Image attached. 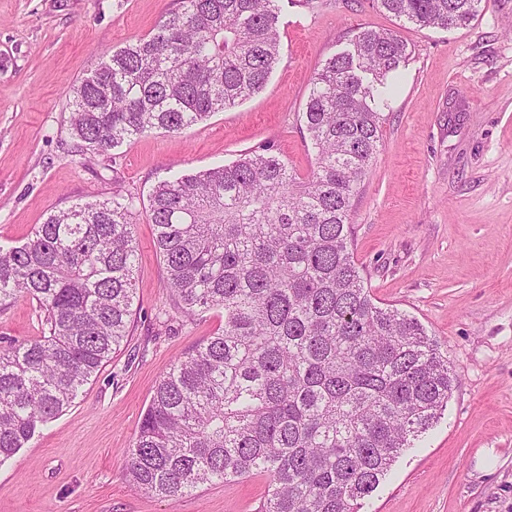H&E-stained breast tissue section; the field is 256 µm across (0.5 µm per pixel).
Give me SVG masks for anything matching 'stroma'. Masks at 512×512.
Instances as JSON below:
<instances>
[{"instance_id": "stroma-1", "label": "stroma", "mask_w": 512, "mask_h": 512, "mask_svg": "<svg viewBox=\"0 0 512 512\" xmlns=\"http://www.w3.org/2000/svg\"><path fill=\"white\" fill-rule=\"evenodd\" d=\"M175 3L0 0V247L21 244L50 211L111 198L114 185L144 204L170 175L268 145L306 176L314 153L301 116L314 74L361 31H393L411 55L353 205L352 250L376 300L436 340L456 386L360 512H512V0H487L448 31L400 22L374 0H281V61L261 93L84 161L71 151L73 86L103 54L154 33ZM135 238L127 341L0 464V512H256L265 496L262 474L175 501L130 484L125 452L154 386L224 325L219 308L175 312L144 207ZM43 318L37 301L14 299L0 307V337L36 338Z\"/></svg>"}]
</instances>
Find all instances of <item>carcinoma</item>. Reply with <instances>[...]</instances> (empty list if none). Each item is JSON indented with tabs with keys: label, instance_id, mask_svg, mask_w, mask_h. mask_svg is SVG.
<instances>
[{
	"label": "carcinoma",
	"instance_id": "cac0c4a2",
	"mask_svg": "<svg viewBox=\"0 0 512 512\" xmlns=\"http://www.w3.org/2000/svg\"><path fill=\"white\" fill-rule=\"evenodd\" d=\"M279 0H177L156 32L106 55L72 90L78 155L155 129L180 134L267 85L281 60ZM455 29L483 0H375ZM411 50L364 30L311 79L315 151L299 177L270 150L157 183L149 218L176 309H224V328L158 382L127 453L138 490L269 476L257 512H359L438 419L455 378L422 324L378 305L351 250L350 215L381 141L379 103ZM136 197L51 212L0 249V304L36 300L48 334L0 348V464L72 406L130 335Z\"/></svg>",
	"mask_w": 512,
	"mask_h": 512
}]
</instances>
